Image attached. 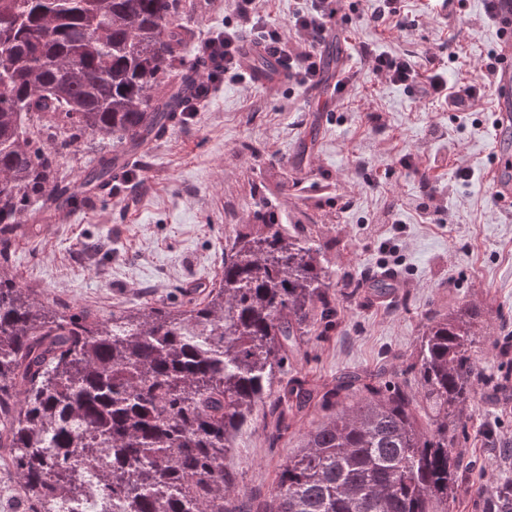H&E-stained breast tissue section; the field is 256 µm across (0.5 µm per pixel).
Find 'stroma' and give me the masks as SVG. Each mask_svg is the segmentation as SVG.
<instances>
[{
  "instance_id": "1",
  "label": "stroma",
  "mask_w": 512,
  "mask_h": 512,
  "mask_svg": "<svg viewBox=\"0 0 512 512\" xmlns=\"http://www.w3.org/2000/svg\"><path fill=\"white\" fill-rule=\"evenodd\" d=\"M372 0H343L327 21L337 40L317 50L322 62L342 50L336 71L343 91L330 111H315L322 82L275 88L252 79L221 78L193 112L133 163L107 201L85 198L69 217L31 213L18 230L8 268L22 287L63 314L147 307L181 310L203 302L224 269V247L271 214L288 234L310 236L334 286L333 317L314 320L299 348L276 373L335 382L347 372L385 369L416 387L410 372L430 321L476 307L487 326L472 355L494 386L476 385L460 412L466 437L458 449L471 468L448 512H493L473 489L512 477V207L487 181L496 157L494 102L452 110L424 97L422 85L375 79L360 47L403 54L420 75L439 69L450 84L478 76L497 52L498 33L484 0H399L407 31L369 20ZM234 19L230 0H182L176 25L191 30L185 62L222 35ZM110 141L86 137L58 161V173L79 182ZM468 168L461 179L457 170ZM449 216L435 223L416 209L425 182ZM392 271L398 284L383 297L366 284ZM363 282L354 296L344 285ZM270 409L237 440L227 465L237 473L245 512H260L279 468L331 413L314 406L266 426Z\"/></svg>"
}]
</instances>
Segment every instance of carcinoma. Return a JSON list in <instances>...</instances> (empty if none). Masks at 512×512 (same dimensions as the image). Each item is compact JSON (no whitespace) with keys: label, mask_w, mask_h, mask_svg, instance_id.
Segmentation results:
<instances>
[{"label":"carcinoma","mask_w":512,"mask_h":512,"mask_svg":"<svg viewBox=\"0 0 512 512\" xmlns=\"http://www.w3.org/2000/svg\"><path fill=\"white\" fill-rule=\"evenodd\" d=\"M182 0H0V448H8L29 512H53L99 472L100 512H243L225 461L264 403L276 369L334 287L311 239L264 223L224 247L206 301L172 313L120 311L100 321L60 315L5 267L24 214L71 207L58 157L92 136L135 152L166 135L196 83L174 26ZM104 153L90 172L112 196ZM368 287L385 296L384 279ZM480 313L468 307L422 333L414 394L385 370L279 395L277 423L311 405L336 415L280 468L264 512H431L454 498L459 408L489 382L472 357ZM422 398L434 425L418 429ZM475 494L512 512V480Z\"/></svg>","instance_id":"obj_1"}]
</instances>
